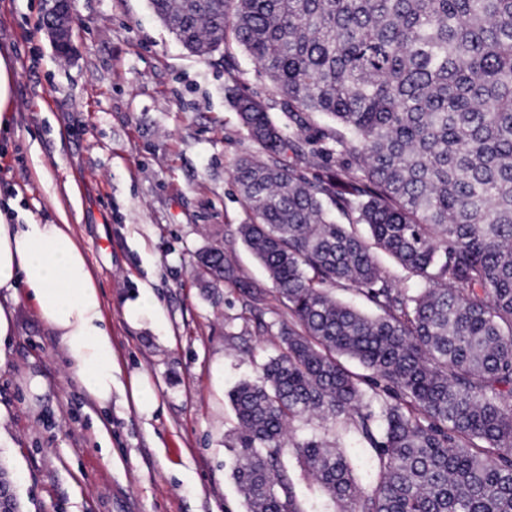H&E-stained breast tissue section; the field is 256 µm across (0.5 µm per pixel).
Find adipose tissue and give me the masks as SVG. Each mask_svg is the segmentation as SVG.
Returning a JSON list of instances; mask_svg holds the SVG:
<instances>
[{
	"mask_svg": "<svg viewBox=\"0 0 512 512\" xmlns=\"http://www.w3.org/2000/svg\"><path fill=\"white\" fill-rule=\"evenodd\" d=\"M0 293L32 301L57 336L65 365L102 409L112 405V325L69 223L14 221L0 212Z\"/></svg>",
	"mask_w": 512,
	"mask_h": 512,
	"instance_id": "obj_1",
	"label": "adipose tissue"
}]
</instances>
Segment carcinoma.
Wrapping results in <instances>:
<instances>
[{
	"label": "carcinoma",
	"mask_w": 512,
	"mask_h": 512,
	"mask_svg": "<svg viewBox=\"0 0 512 512\" xmlns=\"http://www.w3.org/2000/svg\"><path fill=\"white\" fill-rule=\"evenodd\" d=\"M150 6L199 56L242 48L288 108L284 131L262 100L232 96L261 153L235 168L253 216L238 234L279 302L267 323L265 289L240 285L277 349L229 393L248 512H306L282 456L287 427L310 417L343 422L378 462L364 495L336 444L291 442L338 512H512V0ZM312 130L355 168L307 180L288 154ZM380 252L419 287H399ZM195 275L233 280L229 253L199 252ZM336 286L377 314L336 300Z\"/></svg>",
	"instance_id": "1"
}]
</instances>
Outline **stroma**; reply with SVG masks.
Listing matches in <instances>:
<instances>
[{
    "label": "stroma",
    "instance_id": "35a3bbf8",
    "mask_svg": "<svg viewBox=\"0 0 512 512\" xmlns=\"http://www.w3.org/2000/svg\"><path fill=\"white\" fill-rule=\"evenodd\" d=\"M42 7L0 0V57L13 80L0 203L23 218L68 219L103 291L120 371L103 440L100 412L56 336L20 300L15 334L0 348V470L20 512H247L230 477L228 392L276 348L242 318L235 283L204 288L193 261L224 246L237 281L271 288L237 234L251 216L233 172L258 147L228 86L260 97L284 128L282 96L238 47L222 59L191 54L149 0H74L78 55L60 61ZM146 286L157 305L129 321L127 306ZM33 377L41 394L29 392ZM140 377L158 401L148 416L132 399ZM330 438L371 492L374 453L343 428ZM283 461L306 512H336L293 448Z\"/></svg>",
    "mask_w": 512,
    "mask_h": 512
}]
</instances>
